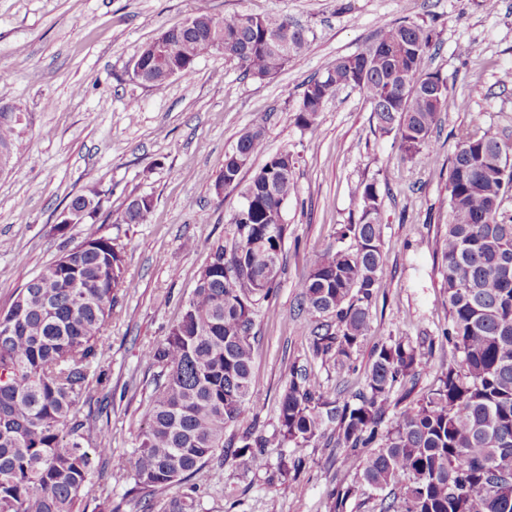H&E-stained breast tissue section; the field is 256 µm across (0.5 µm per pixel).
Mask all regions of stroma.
Wrapping results in <instances>:
<instances>
[{"instance_id": "obj_1", "label": "stroma", "mask_w": 512, "mask_h": 512, "mask_svg": "<svg viewBox=\"0 0 512 512\" xmlns=\"http://www.w3.org/2000/svg\"><path fill=\"white\" fill-rule=\"evenodd\" d=\"M217 18L238 13L288 16L309 48L277 75L258 78L216 52L201 57L191 80L160 89L133 75L138 47L197 10ZM407 20L433 33L424 68L448 80L461 108L440 116L430 144L433 163L404 158L394 136L375 132L371 104L340 89L309 129L295 114L309 80L337 58L372 45L382 23ZM512 0H0V99L22 107L20 167L0 174V310L17 291L78 245L84 225L60 224L71 198L100 194L97 226L122 249L131 291L119 293L98 363L107 381L86 407L90 444L107 439L113 462L86 501L108 498L118 512H144L129 463L144 426L154 370L145 351L180 317L213 248L232 243L229 219L240 186L214 180L240 134L265 126V153L293 156L296 191L284 209L286 273L254 316L252 388L256 405L226 433L278 427L290 369L318 375L328 400L360 387L378 339L406 337L426 355L413 393L421 398L451 361L442 342L448 303L441 274L448 223V155L467 132L512 134ZM375 184L382 223L384 286L371 308L374 329L345 366L314 356L309 323L298 312L299 283L310 254L335 245L356 223V188ZM154 204L146 223L119 217L137 196ZM108 400L107 416L97 415ZM306 464L288 480L275 475L280 450H266L251 470L213 459L194 478L198 512H329L337 475L351 493L344 512H379L376 491L361 480L365 457L321 436L300 448Z\"/></svg>"}]
</instances>
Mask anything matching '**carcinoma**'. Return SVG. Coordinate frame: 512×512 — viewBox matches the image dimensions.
Masks as SVG:
<instances>
[{
    "label": "carcinoma",
    "instance_id": "1",
    "mask_svg": "<svg viewBox=\"0 0 512 512\" xmlns=\"http://www.w3.org/2000/svg\"><path fill=\"white\" fill-rule=\"evenodd\" d=\"M194 26L166 30L176 76L189 78L212 43L224 41L232 61L267 78L302 55L308 38L286 15L237 14L218 19L205 11ZM431 31L416 23L381 27L365 50L337 59L308 82L295 122L312 127L340 87L365 94L376 129L392 134L408 159L430 154L429 138L449 94L432 98L428 84L447 85L424 70ZM144 80L168 81L153 50L141 46ZM21 125L0 112V170L21 163ZM265 151L264 127L255 124L224 156L215 186L238 180ZM295 161L267 158L243 194L253 205L248 223L234 225V242L213 249L191 298L166 338L145 352L157 369L147 422L131 463L134 489L162 504L161 512H195L191 479L215 454L244 468L264 465L266 440L254 430L224 441L225 428L253 405L251 342L256 307L268 300L282 274L287 231L283 208L295 192ZM358 221L338 232L337 245L308 257L300 308L317 325L312 348L345 365L373 335L370 309L383 287L385 263L378 193L359 187ZM512 141L493 134L460 139L448 156V224L442 276L448 298L452 361L417 405L392 401L397 385L413 383L423 353L410 341L378 342L362 390L328 401L317 375L292 369L280 401L279 444L300 447L329 426L336 446L349 451L382 441L366 459L362 480L386 492L379 512H512ZM69 205L95 224L99 203L78 195ZM153 199L130 201L121 221L143 224ZM132 288L123 255L112 239L91 228L80 245L30 279L0 312V512H85L87 489L112 448L89 447L81 406L103 384L98 355L121 291ZM391 428L381 431L387 409ZM300 458L280 456L277 473L299 471ZM350 489L336 478L329 512H343Z\"/></svg>",
    "mask_w": 512,
    "mask_h": 512
}]
</instances>
